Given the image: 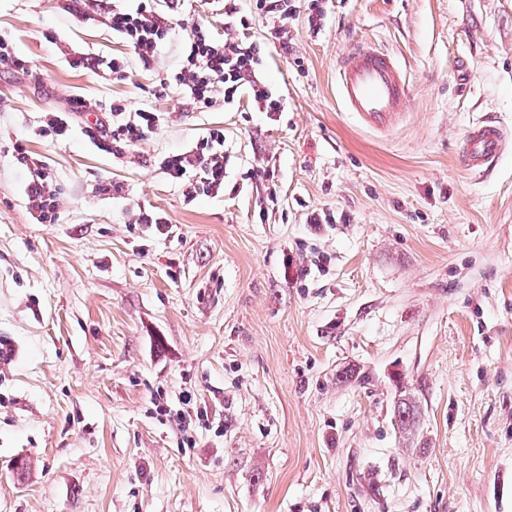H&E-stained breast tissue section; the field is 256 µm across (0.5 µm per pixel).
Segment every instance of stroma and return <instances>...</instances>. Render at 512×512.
Returning a JSON list of instances; mask_svg holds the SVG:
<instances>
[{"label": "stroma", "instance_id": "stroma-1", "mask_svg": "<svg viewBox=\"0 0 512 512\" xmlns=\"http://www.w3.org/2000/svg\"><path fill=\"white\" fill-rule=\"evenodd\" d=\"M325 7L315 35L298 6L291 54L267 48L286 101L272 120L245 99L184 112L151 72L71 69L50 35L124 45L56 0H0V35L31 61L0 72V141L46 157L62 197L58 223H33L0 152V339L17 349L0 366V512H512V144L483 175L457 157L475 120L512 126V0ZM363 42L410 84L383 130L338 93ZM74 98L70 140L39 136ZM115 101L182 118L115 159L84 134ZM209 128L228 189L188 204L155 161ZM102 178L125 198L94 195ZM137 203L176 237L127 227ZM314 209L333 223H307ZM182 407L207 421L182 425Z\"/></svg>", "mask_w": 512, "mask_h": 512}]
</instances>
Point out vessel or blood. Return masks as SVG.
Instances as JSON below:
<instances>
[{
  "instance_id": "obj_1",
  "label": "vessel or blood",
  "mask_w": 512,
  "mask_h": 512,
  "mask_svg": "<svg viewBox=\"0 0 512 512\" xmlns=\"http://www.w3.org/2000/svg\"><path fill=\"white\" fill-rule=\"evenodd\" d=\"M338 75L346 111L372 129L392 125L408 95V82L393 57L374 46L353 47L341 58ZM511 139L495 122L478 121L466 129L458 153L467 169L483 172Z\"/></svg>"
}]
</instances>
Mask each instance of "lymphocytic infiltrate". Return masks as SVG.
I'll use <instances>...</instances> for the list:
<instances>
[{
  "label": "lymphocytic infiltrate",
  "instance_id": "lymphocytic-infiltrate-1",
  "mask_svg": "<svg viewBox=\"0 0 512 512\" xmlns=\"http://www.w3.org/2000/svg\"><path fill=\"white\" fill-rule=\"evenodd\" d=\"M67 17L105 26L124 44L126 51L112 57L83 52L63 45L59 51L75 69L126 78L132 66L158 72V96L178 95L192 111L209 112L232 104L247 94L254 111L271 115L284 104L259 76L266 44L290 52L288 23L296 11L292 0H247L245 6L230 0H211V8L224 16L228 26L248 28L253 13H264L267 35L254 41L220 37L213 26L189 18L185 0H59ZM180 50L176 65L159 69L162 50L171 43ZM111 121L95 122L85 135L99 150L121 158L147 141L151 134L173 122L175 115L147 106L127 111L111 104ZM11 155L26 177V207L39 224L57 223L60 192L47 163L28 151L22 142H12ZM228 158L224 132L209 130L191 146L168 153L159 168L168 180L180 186L186 201L198 196H219L226 188Z\"/></svg>",
  "mask_w": 512,
  "mask_h": 512
}]
</instances>
